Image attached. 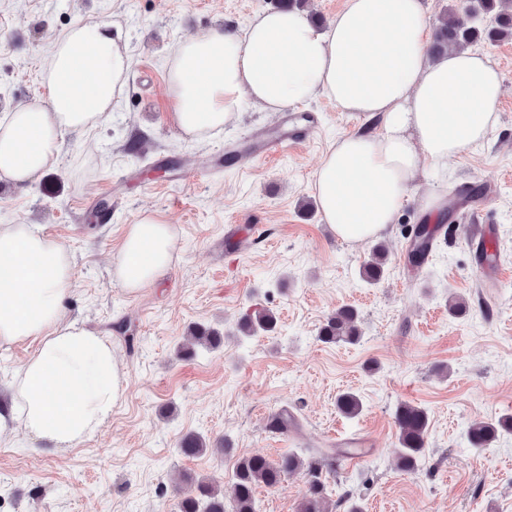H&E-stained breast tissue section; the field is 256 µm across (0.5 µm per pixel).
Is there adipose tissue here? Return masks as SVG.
<instances>
[{
	"label": "adipose tissue",
	"mask_w": 512,
	"mask_h": 512,
	"mask_svg": "<svg viewBox=\"0 0 512 512\" xmlns=\"http://www.w3.org/2000/svg\"><path fill=\"white\" fill-rule=\"evenodd\" d=\"M422 0H345L318 27L307 14L256 15L245 34L214 30L171 50V121L202 141L234 122L244 102L269 112L324 96L345 112L380 118L382 131L339 138L316 172L314 195L339 238L377 237L410 198L424 167L483 145L498 122V70L476 51L428 53ZM132 61L111 23L75 22L58 35L41 83L43 103L0 117V177L26 183L55 169L63 136L89 133L112 114ZM171 224L153 213L129 225L114 275L127 291L155 285L175 250ZM68 249L30 224L0 226V345L34 341L0 403V444L25 436L60 453L94 436L124 391L111 342L67 320Z\"/></svg>",
	"instance_id": "obj_1"
}]
</instances>
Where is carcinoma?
<instances>
[{"label":"carcinoma","mask_w":512,"mask_h":512,"mask_svg":"<svg viewBox=\"0 0 512 512\" xmlns=\"http://www.w3.org/2000/svg\"><path fill=\"white\" fill-rule=\"evenodd\" d=\"M474 14L490 15L491 24L480 27L476 20L465 17L459 7L449 8L435 30L429 47L430 55L438 57L450 48L464 50L481 41L494 43L512 39V0H474ZM429 249L430 232L425 226L420 240L410 246V255L422 263ZM384 272L385 249L379 245L372 259L363 265L362 278L368 283H375L383 277ZM276 323L273 315L260 314L242 322L240 328L251 336L260 330H273ZM360 337L358 312L346 306L327 317L318 339L326 344H353ZM191 339L193 343L207 348H216L224 342V337L205 327L196 328ZM336 406L348 417H355L362 410L361 399L353 392L340 394ZM395 421L399 428L400 445L395 464L401 471L412 472L417 469L426 448L428 415L420 407L401 403L396 408ZM503 433H512V417L494 421L475 420L468 426L466 438L471 448L481 451ZM178 448L181 454L193 457L206 452L208 446L200 436L189 434L179 439ZM333 465V457L324 453L307 458L287 453L276 461L258 454L243 456L236 460L232 471V500H224V491L215 480L199 479L194 482L193 490L181 500L180 512H259L257 488H275L293 474H300L305 479L299 512H332L334 508H341L344 512H363V507L353 501L348 493L336 503L329 504L326 481Z\"/></svg>","instance_id":"cac0c4a2"}]
</instances>
